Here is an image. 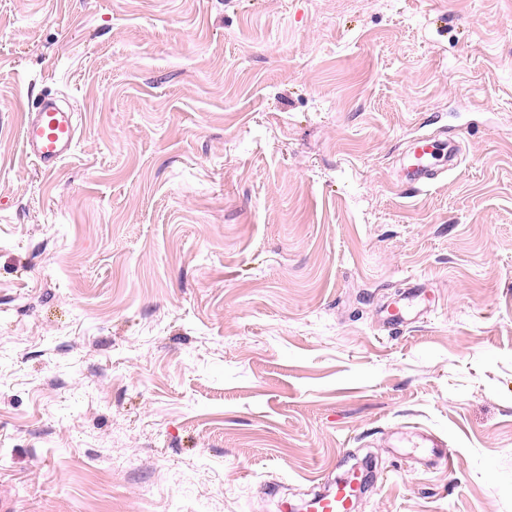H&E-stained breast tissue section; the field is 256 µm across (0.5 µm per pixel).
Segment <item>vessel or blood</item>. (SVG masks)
<instances>
[{
  "mask_svg": "<svg viewBox=\"0 0 512 512\" xmlns=\"http://www.w3.org/2000/svg\"><path fill=\"white\" fill-rule=\"evenodd\" d=\"M23 142L28 156L42 171L54 172L74 152L77 140L73 115L61 111L50 100L44 99L25 113ZM438 144L429 139L416 142L402 178L412 188L429 183L436 175L433 160ZM429 299L424 289H416L385 308L386 321L392 326L404 324L412 306H427ZM363 486L360 471H348L332 489L315 494L305 512H356Z\"/></svg>",
  "mask_w": 512,
  "mask_h": 512,
  "instance_id": "obj_1",
  "label": "vessel or blood"
}]
</instances>
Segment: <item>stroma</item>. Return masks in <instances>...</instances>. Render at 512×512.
I'll return each mask as SVG.
<instances>
[{
  "label": "stroma",
  "instance_id": "obj_1",
  "mask_svg": "<svg viewBox=\"0 0 512 512\" xmlns=\"http://www.w3.org/2000/svg\"><path fill=\"white\" fill-rule=\"evenodd\" d=\"M368 455L359 512H512V0H0L9 512H281ZM24 114L22 132L28 156L42 171L54 172L73 155L77 140L73 113L63 112L50 100ZM438 144L432 139H421L415 143L402 179L409 187L416 188L429 183L436 175L433 160L437 154ZM416 301L423 310L420 315L427 313L428 310L431 309V305L428 303L429 298L427 297L425 289L417 288L413 292L406 295L404 298L386 306L384 313H386L385 320L387 323L392 325L395 329H397L396 326L405 324L407 322V312L410 308H412V306L416 304Z\"/></svg>",
  "mask_w": 512,
  "mask_h": 512
}]
</instances>
